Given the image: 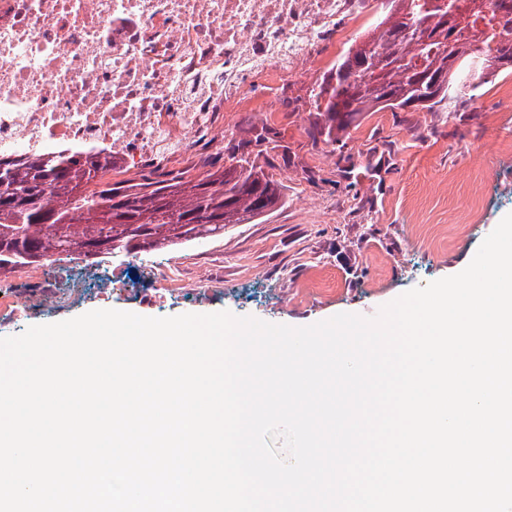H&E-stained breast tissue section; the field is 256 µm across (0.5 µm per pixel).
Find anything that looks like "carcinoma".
Here are the masks:
<instances>
[{
	"label": "carcinoma",
	"mask_w": 512,
	"mask_h": 512,
	"mask_svg": "<svg viewBox=\"0 0 512 512\" xmlns=\"http://www.w3.org/2000/svg\"><path fill=\"white\" fill-rule=\"evenodd\" d=\"M479 0H389L384 18L362 42H353L318 84L319 134L327 143L366 112L432 109L463 79V66L485 53L476 91L488 79L512 73V0H486V30L466 35ZM202 177L155 180L97 190L112 170L109 154L0 156V270L158 252L203 238H220L273 210L281 185L246 157Z\"/></svg>",
	"instance_id": "cac0c4a2"
}]
</instances>
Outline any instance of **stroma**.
<instances>
[{
    "label": "stroma",
    "mask_w": 512,
    "mask_h": 512,
    "mask_svg": "<svg viewBox=\"0 0 512 512\" xmlns=\"http://www.w3.org/2000/svg\"><path fill=\"white\" fill-rule=\"evenodd\" d=\"M387 11L369 0L341 41L309 74L321 80L353 40ZM300 81L275 111L231 113L228 141H247L252 158L283 187L282 204L157 256L66 259L0 272V336L97 309L147 317L227 311L291 326L339 313L375 316L407 290L458 274L512 213V74L461 92L433 109L365 115L344 147L323 141ZM159 261L178 285L160 298L141 268ZM133 288L107 291V273Z\"/></svg>",
    "instance_id": "stroma-1"
}]
</instances>
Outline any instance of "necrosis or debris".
Returning <instances> with one entry per match:
<instances>
[{"label":"necrosis or debris","mask_w":512,"mask_h":512,"mask_svg":"<svg viewBox=\"0 0 512 512\" xmlns=\"http://www.w3.org/2000/svg\"><path fill=\"white\" fill-rule=\"evenodd\" d=\"M367 0H0V151L206 168L224 115L283 97Z\"/></svg>","instance_id":"4bbe7bcc"}]
</instances>
